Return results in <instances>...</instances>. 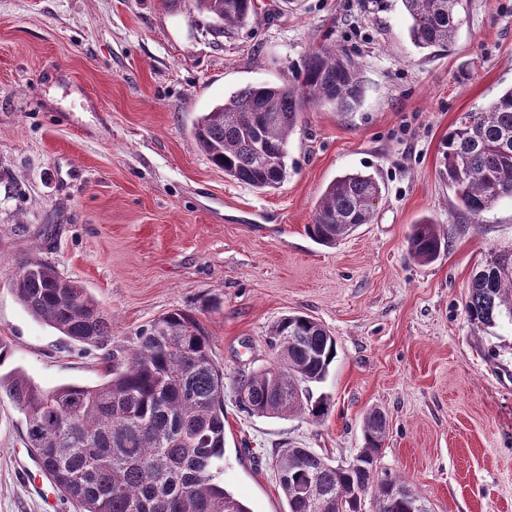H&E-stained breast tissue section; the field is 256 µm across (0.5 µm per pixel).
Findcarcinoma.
Returning a JSON list of instances; mask_svg holds the SVG:
<instances>
[{
    "mask_svg": "<svg viewBox=\"0 0 512 512\" xmlns=\"http://www.w3.org/2000/svg\"><path fill=\"white\" fill-rule=\"evenodd\" d=\"M229 30L253 14L251 0H192ZM466 0H402L409 36L420 49L452 44ZM359 69L330 46L309 52L294 81L240 90L204 113L193 135L224 175L256 190L276 189L287 177L288 142L302 112L332 105L347 112L361 102ZM458 210L474 218L512 197V87L485 110L471 112L448 131L439 159ZM382 186L371 174L337 177L318 199L310 237L334 246L369 224ZM446 245L437 225H412L409 255L434 261ZM13 289L36 319L70 340L104 344L109 320L98 302L49 263L29 258L17 269ZM466 310L488 327L512 325V257L496 255L474 275ZM269 344L285 354L275 375L268 369L235 380L241 412L248 415L305 414L321 421L329 413L311 386L322 382L336 359L337 342L325 326L289 314L274 326ZM24 414L26 438L38 449V464L79 512H250L224 487V372L214 362L210 340L191 314L176 310L138 334L122 360L112 361L107 380L94 386L64 385L46 391L22 374L0 387ZM386 416L370 411L364 448L356 466L333 464L311 448H281L274 456L288 512H359L360 494L374 489L377 512H430L406 482L379 474Z\"/></svg>",
    "mask_w": 512,
    "mask_h": 512,
    "instance_id": "cac0c4a2",
    "label": "carcinoma"
}]
</instances>
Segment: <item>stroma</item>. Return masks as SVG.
<instances>
[{"instance_id": "35a3bbf8", "label": "stroma", "mask_w": 512, "mask_h": 512, "mask_svg": "<svg viewBox=\"0 0 512 512\" xmlns=\"http://www.w3.org/2000/svg\"><path fill=\"white\" fill-rule=\"evenodd\" d=\"M276 3L218 35L188 0H0V375L99 385L108 356L188 311L224 371V485L251 512H287L276 450L348 463L374 409L388 423L380 471L432 512H512V326L465 310L477 268L512 252V198L475 219L438 177L449 128L512 86V0H469L442 50L414 46L401 0ZM329 44L358 63L361 104L304 112L280 188L227 178L193 124L247 86L294 79ZM349 172L381 181L374 219L321 246L306 226ZM425 216L448 246L422 265L407 238ZM32 256L99 302L107 344L71 341L26 311L12 281ZM291 312L337 341L313 388L331 403L318 423L237 406L235 379L273 364L270 331ZM25 432L1 393L0 512H76Z\"/></svg>"}]
</instances>
